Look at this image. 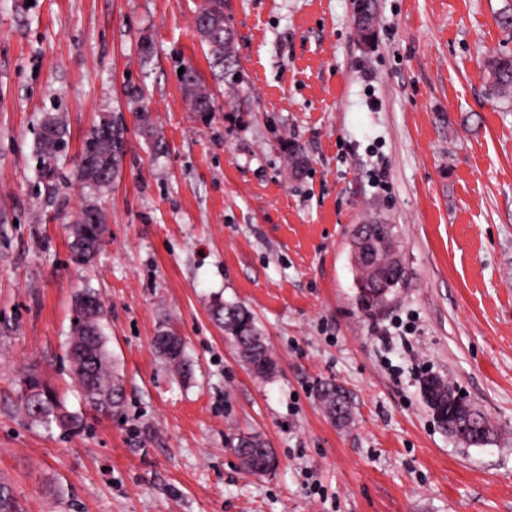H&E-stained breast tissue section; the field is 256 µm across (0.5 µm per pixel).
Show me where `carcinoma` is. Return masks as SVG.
Listing matches in <instances>:
<instances>
[{"label":"carcinoma","mask_w":512,"mask_h":512,"mask_svg":"<svg viewBox=\"0 0 512 512\" xmlns=\"http://www.w3.org/2000/svg\"><path fill=\"white\" fill-rule=\"evenodd\" d=\"M199 14L206 16V22L195 19V26L201 42L207 47L211 67L218 71L227 84L233 86L238 80L239 61L235 38L228 30L229 18L224 13V0H205ZM491 93L497 97L512 95V54H493L485 61ZM183 88L190 99L192 109L201 114L213 111L211 93L203 86L194 68L188 66L181 75ZM141 129L152 140L156 151L163 149V139L155 132L148 110L138 115ZM36 151L46 169L51 162L66 149L68 129L65 120L49 114L42 121ZM127 128L122 117L104 114L89 130L83 149L88 156V164L76 178L92 191L110 186L118 178L125 151L119 144L125 140ZM288 167L301 172L306 167V158L300 146L288 145L285 148ZM105 214L93 202H88L78 211L71 225V249L76 262L86 264L100 249L105 233ZM368 236V256L372 261L359 259L353 262L356 284L364 287L357 292L360 309L367 313L381 308L391 295L400 288L405 278L401 269L400 241L394 224H355L350 232V240L357 236ZM95 298L99 292L93 288H82L76 293L74 305L76 323L72 324L67 353L71 373L79 385L84 398L102 415L118 413L124 399L116 393L124 392L120 376L112 371V360L107 349V337L103 329L104 306L96 309L81 308L83 297ZM211 315L224 332L229 335L248 370L261 377L276 372L277 362L260 334L251 312L239 304L217 303ZM169 366L180 375L190 373V363L184 351L163 355ZM421 393L433 417L443 430H448V412L453 401L462 396L448 384L435 376L428 377L421 384ZM319 398L328 413L343 423L350 415H336V408L347 409L349 401L344 389L332 381L325 382L319 390ZM21 408L29 422L50 428L55 426L64 432H76L82 427V419L68 410L64 400L35 373L27 374L20 384ZM494 433V426L485 416L479 417L469 432L465 444L484 445ZM234 452L242 465L251 473L264 475L265 464L274 452L258 435L251 434L238 438Z\"/></svg>","instance_id":"cac0c4a2"}]
</instances>
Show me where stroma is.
I'll return each instance as SVG.
<instances>
[{"instance_id": "stroma-1", "label": "stroma", "mask_w": 512, "mask_h": 512, "mask_svg": "<svg viewBox=\"0 0 512 512\" xmlns=\"http://www.w3.org/2000/svg\"><path fill=\"white\" fill-rule=\"evenodd\" d=\"M202 0H0V486L17 512H512V102L488 93L485 56L512 53V0H375L362 42L354 0H226L240 78L216 76L194 20ZM150 51H143V43ZM213 95L200 117L178 75ZM141 89L142 100L128 96ZM148 106L166 147L134 114ZM128 147L92 194L76 169L101 114ZM70 142L43 169L45 114ZM307 171L288 174L285 143ZM93 199L104 243L76 264L70 226ZM397 225L406 280L369 316L348 238ZM100 291L120 415L85 403L67 358L78 289ZM246 306L278 362L258 377L211 316ZM411 334L387 336L396 320ZM182 336L190 376L152 339ZM37 373L82 429L31 424ZM436 375L488 414L467 446L441 430L420 382ZM346 391L348 424L318 398ZM262 436L274 474L231 448Z\"/></svg>"}]
</instances>
